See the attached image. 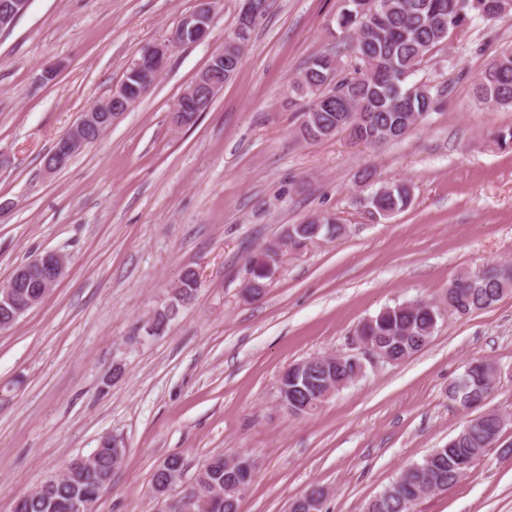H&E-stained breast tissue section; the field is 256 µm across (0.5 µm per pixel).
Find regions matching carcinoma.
<instances>
[{
	"label": "carcinoma",
	"mask_w": 512,
	"mask_h": 512,
	"mask_svg": "<svg viewBox=\"0 0 512 512\" xmlns=\"http://www.w3.org/2000/svg\"><path fill=\"white\" fill-rule=\"evenodd\" d=\"M360 0H343L336 15V31L354 67L340 76L341 58L331 51L318 53L305 63L292 83V91L309 96L302 112L321 113V125L301 130L308 141H319L334 133H346L356 143L377 146L396 141L411 131L422 113L432 108L433 98L424 83L410 78L424 60L450 38L462 32L473 16L498 20L512 16V0H369L359 10ZM474 98L481 104L512 107V45L505 47L473 79ZM411 203V187L394 181L367 199L378 214H395ZM292 246L302 249L316 238L341 236L340 224H315L305 220L292 225ZM198 279L188 270L171 285V292L189 298L197 292ZM512 292V268L490 265L478 273H461L448 288L450 307L460 314L485 309ZM182 304L178 299L161 310L154 320L156 334L164 333ZM441 318L432 311L405 302L389 306L359 325L379 349L399 363L430 342ZM364 374L358 366L317 368L308 383H299L298 410L313 414L332 395ZM497 369L488 362L480 373L462 384L457 377L448 384V398L460 406L477 407L484 402L487 381ZM498 411L483 413L469 429L454 436L451 448H434L422 461L406 467L367 505L366 512H411L421 498L439 487L455 486L464 474L456 460L475 462L485 451L487 440L501 428ZM86 468L72 460L69 475L55 480L48 493L17 496L11 512H93L100 493L112 482L119 463L104 448ZM254 475L226 468L224 454L210 455L204 470L195 474V484L173 506V512H239V485L252 483Z\"/></svg>",
	"instance_id": "obj_1"
}]
</instances>
